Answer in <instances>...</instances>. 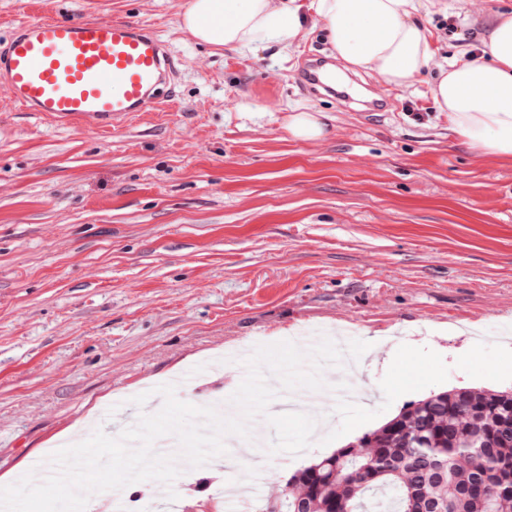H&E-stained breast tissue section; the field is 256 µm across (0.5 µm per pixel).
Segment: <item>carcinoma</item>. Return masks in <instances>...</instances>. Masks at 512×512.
I'll list each match as a JSON object with an SVG mask.
<instances>
[{"mask_svg": "<svg viewBox=\"0 0 512 512\" xmlns=\"http://www.w3.org/2000/svg\"><path fill=\"white\" fill-rule=\"evenodd\" d=\"M279 512H512V390L409 405L294 474Z\"/></svg>", "mask_w": 512, "mask_h": 512, "instance_id": "cac0c4a2", "label": "carcinoma"}]
</instances>
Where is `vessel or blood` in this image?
<instances>
[{
    "label": "vessel or blood",
    "instance_id": "b4317fda",
    "mask_svg": "<svg viewBox=\"0 0 512 512\" xmlns=\"http://www.w3.org/2000/svg\"><path fill=\"white\" fill-rule=\"evenodd\" d=\"M175 70L157 31L126 18L23 20L0 45V89L14 105L94 130L170 105Z\"/></svg>",
    "mask_w": 512,
    "mask_h": 512
}]
</instances>
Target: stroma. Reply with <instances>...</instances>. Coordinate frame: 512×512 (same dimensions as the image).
<instances>
[{
	"label": "stroma",
	"mask_w": 512,
	"mask_h": 512,
	"mask_svg": "<svg viewBox=\"0 0 512 512\" xmlns=\"http://www.w3.org/2000/svg\"><path fill=\"white\" fill-rule=\"evenodd\" d=\"M189 0H0V41L29 15L131 18L179 61L178 101L99 132L49 123L0 99V477L34 458L116 436L163 405L230 397L245 376L225 354L345 331L369 342L360 401L304 408L327 422L294 456L227 444L221 470L194 469L177 512L239 484L248 505L356 442L407 404L460 388L512 389V161L456 141L430 86L480 53L487 18L512 0H437L419 19L435 57L396 88L348 71L357 99L300 89L336 53L314 14L288 47L198 45ZM326 115L318 141L290 136L293 109ZM148 393L143 407L134 396Z\"/></svg>",
	"instance_id": "35a3bbf8"
}]
</instances>
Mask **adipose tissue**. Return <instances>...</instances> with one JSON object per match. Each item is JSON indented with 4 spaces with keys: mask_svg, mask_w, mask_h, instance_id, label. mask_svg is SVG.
I'll return each instance as SVG.
<instances>
[{
    "mask_svg": "<svg viewBox=\"0 0 512 512\" xmlns=\"http://www.w3.org/2000/svg\"><path fill=\"white\" fill-rule=\"evenodd\" d=\"M420 0H313L337 56L407 86L428 66L433 49L417 15ZM297 0H189L183 28L212 47L244 49L265 40L290 45L304 28ZM482 55L449 64L431 93L448 129L483 158L512 159V10L496 13Z\"/></svg>",
    "mask_w": 512,
    "mask_h": 512,
    "instance_id": "adipose-tissue-1",
    "label": "adipose tissue"
}]
</instances>
